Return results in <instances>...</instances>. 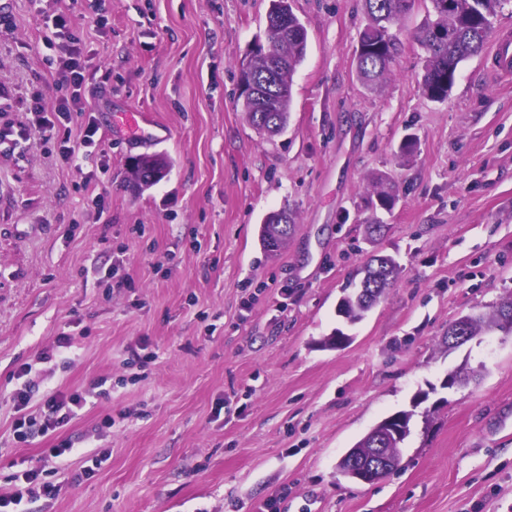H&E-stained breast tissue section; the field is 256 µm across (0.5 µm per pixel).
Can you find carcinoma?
Here are the masks:
<instances>
[{
    "instance_id": "carcinoma-1",
    "label": "carcinoma",
    "mask_w": 512,
    "mask_h": 512,
    "mask_svg": "<svg viewBox=\"0 0 512 512\" xmlns=\"http://www.w3.org/2000/svg\"><path fill=\"white\" fill-rule=\"evenodd\" d=\"M268 13L266 43L251 51L247 70L239 72L237 99L243 101L248 120L257 129L270 135L287 127L291 103L292 77L306 55L307 31L293 12L279 11L271 0ZM367 23L360 32L357 76L366 86L377 89L393 73V64L400 52V40L392 29L399 26L401 16L414 0H364ZM460 8H448V0H430L432 11L415 29L413 39L424 50L423 93L437 101L448 99V82L455 81L462 62L483 51L491 32L484 23L496 18L508 0H459ZM169 163L162 156H137L128 164L129 182L138 188H148L160 181L156 176ZM373 194L381 205L395 201L394 184L382 175L369 181ZM284 223L264 222V249L274 253L283 248L294 232L292 215L283 210ZM360 287L344 296L338 315L349 323L361 321L365 313L377 304L398 277V265L390 256L374 255L361 269ZM470 336H482L493 330L512 334V296L501 300L485 315H468ZM411 412H398L374 427L375 437L383 447H393L394 436L389 431L390 419L399 418L410 428Z\"/></svg>"
}]
</instances>
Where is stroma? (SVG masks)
Wrapping results in <instances>:
<instances>
[{
  "label": "stroma",
  "mask_w": 512,
  "mask_h": 512,
  "mask_svg": "<svg viewBox=\"0 0 512 512\" xmlns=\"http://www.w3.org/2000/svg\"><path fill=\"white\" fill-rule=\"evenodd\" d=\"M290 3L307 51L288 127L267 138L236 85L270 0H0V496L28 470L55 489L16 512H512V335L444 345L450 323L512 294V87L484 52L447 100L423 95L411 34L430 2L416 0L393 75L370 91L355 72L362 0ZM65 7L87 61L71 126H99L77 165L34 110L66 93L51 42ZM124 111L144 115L142 134L120 131ZM154 154L169 172L135 192L128 162ZM377 174L398 188L392 209L367 191ZM282 208L296 230L270 256L259 231ZM374 252L399 278L347 323L337 306ZM337 329L349 343L320 348ZM64 334L71 347L42 362ZM25 364L30 409L46 392L87 404L21 442ZM463 365L477 381L442 388ZM409 410L396 472L338 474ZM63 439L77 455L45 456ZM412 416H413L412 412L404 411V412H398L389 417H386L385 419H383L381 422H379L373 428L374 432H375V437L379 438V441L383 443L384 448H391V449L396 448V447H393L394 444L391 443L392 440L395 441V439H394V436L389 431L388 424L391 419L400 418L402 420V424H403L404 428H407L406 434H404V431H403L401 443L399 444V447H398V448H401V445L405 442V440L411 433L410 421H411Z\"/></svg>",
  "instance_id": "1"
}]
</instances>
